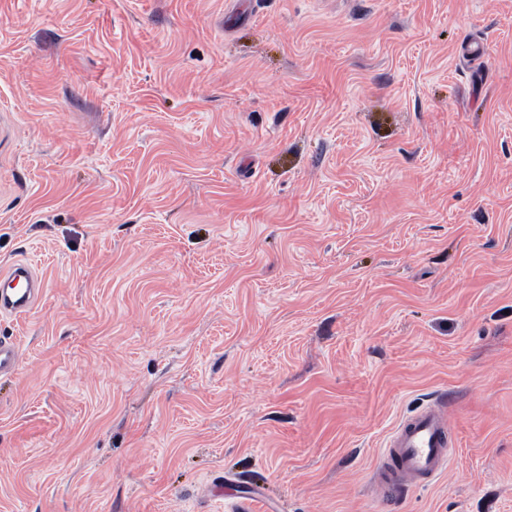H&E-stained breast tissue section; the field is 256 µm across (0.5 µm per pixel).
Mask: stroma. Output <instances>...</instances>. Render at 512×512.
<instances>
[{
    "mask_svg": "<svg viewBox=\"0 0 512 512\" xmlns=\"http://www.w3.org/2000/svg\"><path fill=\"white\" fill-rule=\"evenodd\" d=\"M21 259L0 512H512V0H0ZM0 316L29 315L44 293V279L26 260L0 270ZM446 407L423 408L392 430L381 451L374 482L384 496L412 487H428L446 469L451 451Z\"/></svg>",
    "mask_w": 512,
    "mask_h": 512,
    "instance_id": "stroma-1",
    "label": "stroma"
}]
</instances>
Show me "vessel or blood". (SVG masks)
Instances as JSON below:
<instances>
[{
  "instance_id": "b4317fda",
  "label": "vessel or blood",
  "mask_w": 512,
  "mask_h": 512,
  "mask_svg": "<svg viewBox=\"0 0 512 512\" xmlns=\"http://www.w3.org/2000/svg\"><path fill=\"white\" fill-rule=\"evenodd\" d=\"M44 293V279L26 260L0 270V316L29 315ZM15 342L0 340V377L12 375L19 365ZM451 433L444 405L423 408L402 420L392 430L381 451L382 462L374 482L383 494L402 492L412 487L430 486L448 463Z\"/></svg>"
}]
</instances>
